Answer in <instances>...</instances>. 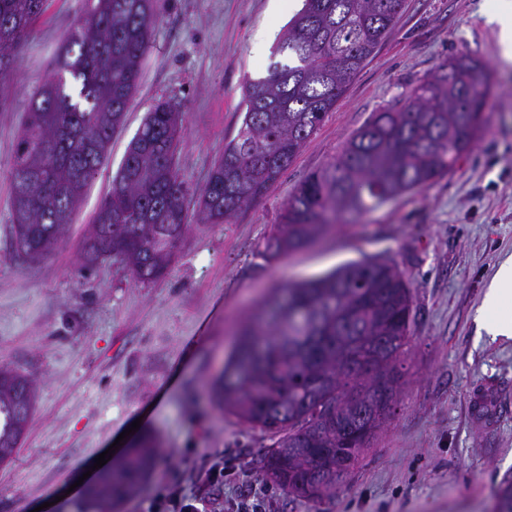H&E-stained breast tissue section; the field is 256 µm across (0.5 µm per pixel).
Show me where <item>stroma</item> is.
I'll list each match as a JSON object with an SVG mask.
<instances>
[{"instance_id":"1","label":"stroma","mask_w":512,"mask_h":512,"mask_svg":"<svg viewBox=\"0 0 512 512\" xmlns=\"http://www.w3.org/2000/svg\"><path fill=\"white\" fill-rule=\"evenodd\" d=\"M287 0H157L151 46L107 164L40 262L12 247L10 171L32 91L56 67L84 0H48L0 84V365L35 383L34 412L0 463V512H141L164 485L221 502L251 489L266 512H496L512 476V339L490 340L478 308L487 278L512 253V62L485 12L497 0H404L392 34L262 197L223 224L189 228L166 276L143 286L108 259L81 268L83 245L126 148L161 100L180 115L178 173L201 189L241 123L243 88L263 78ZM270 32L264 54L256 33ZM485 62L487 125L443 177L336 225L277 257L265 245L289 197L334 162L373 112L399 102L459 52ZM395 265L412 296V341L396 414L331 499L291 497L259 472L268 436L219 411L208 390L236 333L275 290L350 261ZM151 435L160 454L111 507L71 484L117 439ZM220 463L224 485L197 482Z\"/></svg>"}]
</instances>
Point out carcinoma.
Returning <instances> with one entry per match:
<instances>
[{
  "instance_id": "1",
  "label": "carcinoma",
  "mask_w": 512,
  "mask_h": 512,
  "mask_svg": "<svg viewBox=\"0 0 512 512\" xmlns=\"http://www.w3.org/2000/svg\"><path fill=\"white\" fill-rule=\"evenodd\" d=\"M84 20L61 45L57 65L34 92L11 168L16 254L34 263L70 223L103 165L135 92L151 44L155 0H86ZM403 0H302L265 77L248 83L237 135L224 146L196 206L203 223L222 224L262 196L344 95L392 32ZM47 0H0V80L14 66ZM70 79H65L64 75ZM487 65L467 52L441 62L398 103L373 113L325 169L290 196L266 253L302 248L345 216L369 212L448 173L487 122ZM178 113L160 102L129 143L112 190L87 237L83 267L120 260L135 282L162 279L187 229V188L177 171ZM411 292L387 262H354L281 289L247 321L222 373L217 406L269 435L259 471L282 491L313 501L336 486L391 420L357 439L345 432L372 396L375 377L355 369L378 356L398 397L411 341ZM33 380L0 368V461L17 448L34 410ZM313 448H334L325 471L307 468ZM158 455L137 442L88 489L105 507L128 495Z\"/></svg>"
}]
</instances>
